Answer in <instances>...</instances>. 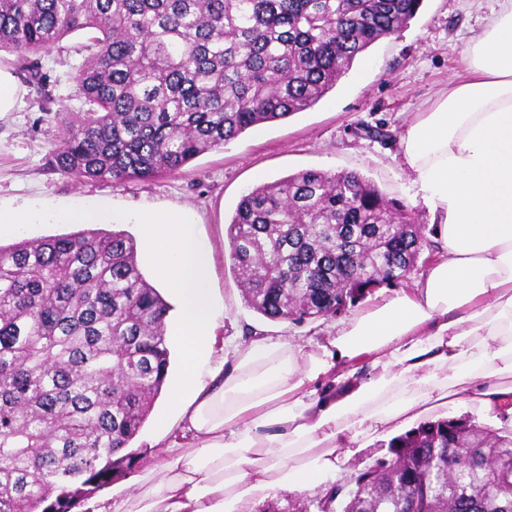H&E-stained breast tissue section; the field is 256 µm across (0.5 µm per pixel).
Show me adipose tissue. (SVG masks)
I'll use <instances>...</instances> for the list:
<instances>
[{
  "instance_id": "1",
  "label": "adipose tissue",
  "mask_w": 512,
  "mask_h": 512,
  "mask_svg": "<svg viewBox=\"0 0 512 512\" xmlns=\"http://www.w3.org/2000/svg\"><path fill=\"white\" fill-rule=\"evenodd\" d=\"M494 3L462 72L400 140L441 244L410 291L326 342L253 336L228 358L212 243L186 216L143 217L145 255L176 293L180 423L166 426L137 508L116 491L92 512H259L279 491L325 494L340 456L431 410L512 417V0ZM362 355L364 376L352 365Z\"/></svg>"
}]
</instances>
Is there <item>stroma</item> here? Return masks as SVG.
<instances>
[{
    "instance_id": "stroma-1",
    "label": "stroma",
    "mask_w": 512,
    "mask_h": 512,
    "mask_svg": "<svg viewBox=\"0 0 512 512\" xmlns=\"http://www.w3.org/2000/svg\"><path fill=\"white\" fill-rule=\"evenodd\" d=\"M491 0H422L400 30L359 54L322 100L287 120L261 124L208 151L179 171L122 183L78 179L54 170L49 152L60 134L59 117L85 106L72 77L84 57L77 32L42 52L47 81L32 85L17 73L15 55L1 52L0 65L15 71L18 97L0 113V206L20 204L38 218L18 226L14 240H35L75 232L72 224L44 220L57 208L94 205L109 210L111 227L136 233L143 211L188 215L213 244V298L220 312L217 336L225 344L253 333L298 343L334 335L340 319L328 316L301 324L272 321L249 308L230 270L225 230L242 196L259 183L314 169L353 171L372 180L388 198L402 202L412 222L429 225L431 215L413 197L412 177L402 162L399 136L416 113L447 89L464 50L490 13ZM379 137H372V130Z\"/></svg>"
}]
</instances>
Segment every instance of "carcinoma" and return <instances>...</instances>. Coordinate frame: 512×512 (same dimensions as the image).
<instances>
[{
  "instance_id": "carcinoma-1",
  "label": "carcinoma",
  "mask_w": 512,
  "mask_h": 512,
  "mask_svg": "<svg viewBox=\"0 0 512 512\" xmlns=\"http://www.w3.org/2000/svg\"><path fill=\"white\" fill-rule=\"evenodd\" d=\"M420 0H0V52L34 57L95 35L75 81L89 108L62 119L52 163L125 182L180 170L259 124L316 105ZM248 307L296 323L335 316L412 272L423 228L357 172L303 170L253 187L227 227ZM170 305L144 278L136 239L84 229L0 245V512H73L134 469L131 441L170 367ZM354 466L338 496L299 512H512V437L439 419ZM490 453L453 478L448 462Z\"/></svg>"
}]
</instances>
